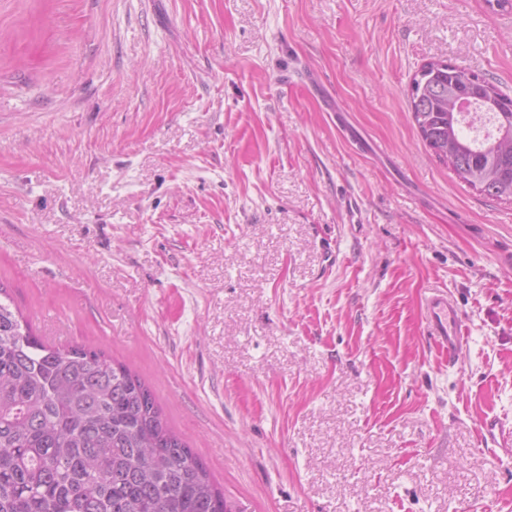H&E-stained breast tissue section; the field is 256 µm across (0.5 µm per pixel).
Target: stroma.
Listing matches in <instances>:
<instances>
[{
  "label": "stroma",
  "mask_w": 512,
  "mask_h": 512,
  "mask_svg": "<svg viewBox=\"0 0 512 512\" xmlns=\"http://www.w3.org/2000/svg\"><path fill=\"white\" fill-rule=\"evenodd\" d=\"M431 60L512 94L492 0H0V284L240 512H512V200L422 142ZM427 335L448 350V359H454L466 341V329L455 303L448 294H439L427 305ZM482 435L487 446L508 448L512 443V429H506L499 419L485 420L482 425Z\"/></svg>",
  "instance_id": "1"
}]
</instances>
